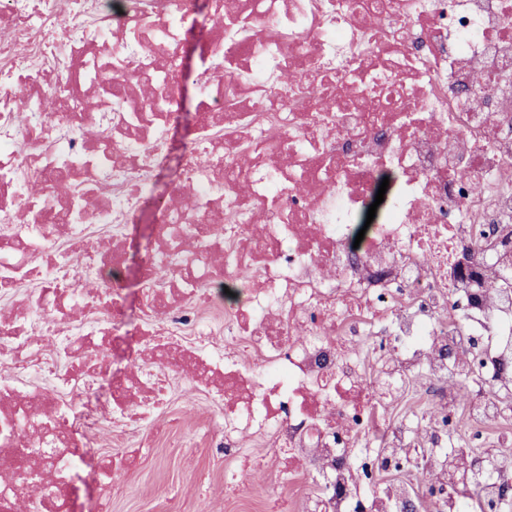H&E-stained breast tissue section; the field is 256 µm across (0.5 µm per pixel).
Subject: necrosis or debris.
<instances>
[{
  "label": "necrosis or debris",
  "instance_id": "necrosis-or-debris-1",
  "mask_svg": "<svg viewBox=\"0 0 512 512\" xmlns=\"http://www.w3.org/2000/svg\"><path fill=\"white\" fill-rule=\"evenodd\" d=\"M214 4L224 58L195 72L200 126L224 137L176 156L152 121H170L177 88L156 70L200 26L190 0H0V279L25 294L0 315V512L23 498L47 512L83 476L96 411L69 393L100 370L107 320L52 313L84 303L92 269L125 307V226L158 188L130 334L221 405L225 454L246 431L291 450L288 484L319 478L302 512L502 507L512 452L474 448L512 434V0ZM83 90L106 99L90 125ZM382 184V217L361 229ZM91 224L112 227L98 261ZM225 284L246 301L224 302ZM162 293L200 312L159 340ZM164 401L156 365L113 373L133 429Z\"/></svg>",
  "mask_w": 512,
  "mask_h": 512
}]
</instances>
